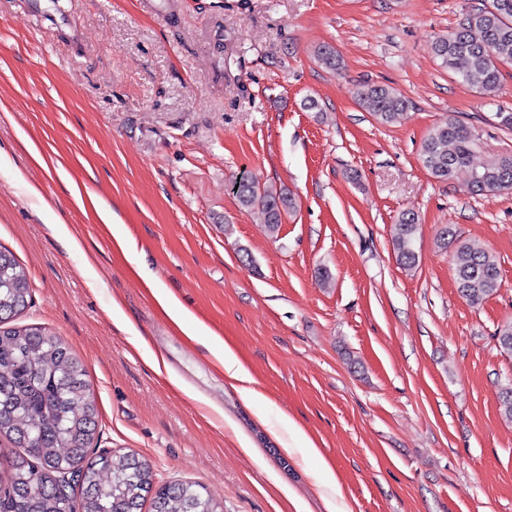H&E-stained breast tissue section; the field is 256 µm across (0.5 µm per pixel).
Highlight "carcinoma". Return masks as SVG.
Segmentation results:
<instances>
[{"instance_id":"carcinoma-1","label":"carcinoma","mask_w":512,"mask_h":512,"mask_svg":"<svg viewBox=\"0 0 512 512\" xmlns=\"http://www.w3.org/2000/svg\"><path fill=\"white\" fill-rule=\"evenodd\" d=\"M441 67L476 91L491 95L502 69L512 66V0H489L466 15L459 27L436 37ZM359 103L386 124L396 123L409 103L393 89L356 86ZM477 136L467 126L448 121L433 128L421 146V161L440 182L470 169L468 190L475 195L512 193V155L472 165ZM242 208L256 211L268 233L275 234L293 208L288 191L242 178L234 185ZM417 215L401 213L393 245L404 268L418 263L414 240ZM443 245L457 243L452 256L458 293L473 305L501 288L497 257L484 245L457 242L455 232H441ZM27 275L14 255L0 249V436L16 447L0 452V512H224V507L195 483L155 485L145 460L134 452L94 453L98 409L81 361L64 341L45 327L4 326L30 304ZM501 352L512 355V321L492 336ZM81 485L74 500L72 483Z\"/></svg>"}]
</instances>
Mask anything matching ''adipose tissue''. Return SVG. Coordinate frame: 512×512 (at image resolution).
Listing matches in <instances>:
<instances>
[{
    "label": "adipose tissue",
    "mask_w": 512,
    "mask_h": 512,
    "mask_svg": "<svg viewBox=\"0 0 512 512\" xmlns=\"http://www.w3.org/2000/svg\"><path fill=\"white\" fill-rule=\"evenodd\" d=\"M144 285L157 302L165 316L189 341L204 344L218 371L229 379L241 383V394L245 400H252L253 390L248 389L249 374L232 347L223 336L204 321L184 309L176 295L152 275H144Z\"/></svg>",
    "instance_id": "1"
}]
</instances>
